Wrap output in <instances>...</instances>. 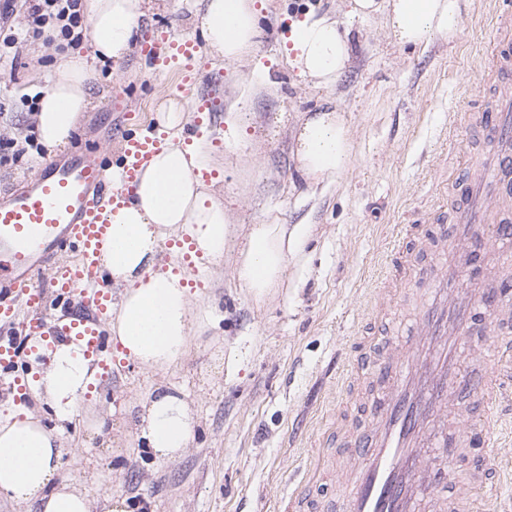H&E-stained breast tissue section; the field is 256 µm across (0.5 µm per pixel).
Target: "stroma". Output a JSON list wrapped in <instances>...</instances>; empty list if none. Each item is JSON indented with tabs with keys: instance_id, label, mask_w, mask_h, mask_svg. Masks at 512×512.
Here are the masks:
<instances>
[{
	"instance_id": "obj_1",
	"label": "stroma",
	"mask_w": 512,
	"mask_h": 512,
	"mask_svg": "<svg viewBox=\"0 0 512 512\" xmlns=\"http://www.w3.org/2000/svg\"><path fill=\"white\" fill-rule=\"evenodd\" d=\"M150 4L135 34L137 47L123 63L92 58L90 40L76 43L92 59V103L61 154L97 149L115 157L128 123L152 122L158 104L174 92L177 72L158 73L140 46L158 28L195 38L201 32L188 11H166L164 0ZM264 4L257 54L242 71L272 87L248 97V154L240 165L219 170L214 189L238 229L269 217L308 225L309 238L290 258L287 287L260 303L234 287L231 263L198 271L201 296L218 303L208 337L237 352L235 371L193 350L165 376L127 363L87 390L64 433L58 466L93 498L147 499L148 512H280L325 426L367 431L378 383L356 374L358 359L377 356L416 324L411 308L382 325L370 309L402 244L401 226L452 223L445 172L461 169V152L476 158L494 146L477 128L449 139L448 116L486 110L493 99L477 68L495 0H466L458 38H437L424 48L395 44L383 15L348 19L351 61L331 88L298 76L286 61L283 37L311 8L347 19L348 0ZM10 56L0 64V140L15 141L26 153L20 162L0 165V193L26 186L49 159L27 101L50 87L58 53L30 38L16 43ZM191 69L210 109L224 114L240 90L223 61L202 53ZM333 108L347 120L352 164L335 183L310 187L293 157L295 129L303 118ZM158 382L195 401L200 426L194 447L176 461L158 463L142 448L102 445L92 432L94 421L104 417L123 427L124 403ZM461 454L462 461L451 465L433 448L427 463L442 473L447 492L483 470L485 484L471 496L484 506L486 484L512 469V453L493 446L465 447Z\"/></svg>"
}]
</instances>
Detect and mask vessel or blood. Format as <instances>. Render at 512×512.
Masks as SVG:
<instances>
[{
  "mask_svg": "<svg viewBox=\"0 0 512 512\" xmlns=\"http://www.w3.org/2000/svg\"><path fill=\"white\" fill-rule=\"evenodd\" d=\"M168 44L166 56H154L157 69L173 70L192 61L198 45L190 36L158 31L156 41ZM156 41L142 45L153 54ZM512 11L496 16L493 37L481 69L480 81L494 86L493 113L466 114L471 128L489 122L497 150L483 162H465L462 177H449L457 187L453 200L456 222L406 224L402 236L407 255L400 257L388 285V301L379 303L377 318L397 315L400 291L417 294L416 338L392 345L387 353L368 361L367 369L384 382L375 397L372 423L375 435L346 436L358 460L336 485V496L311 500L306 489L289 494L291 512H412L421 491H437V477L427 466L423 448H446L445 431L430 429L431 417H447L466 400L480 399L476 423L500 433V412L512 404V344L495 334L493 325L512 311V291L475 289L464 293L462 280L447 269L428 267L411 252L425 241L455 253L462 242L473 241L477 228L492 224L493 241H512V226L493 224L494 204L512 205ZM214 113H191L184 143L198 144L203 125ZM166 143V136L150 126L127 131L118 143L117 166L96 150L73 153L39 165L32 181L20 191L0 195V378L8 380L14 400H22L28 386L18 373L24 349L11 333L23 323L29 335L43 339L41 353L65 342L77 346L82 359L111 371L117 356L106 345L102 325L109 320L116 295L100 265L101 250L111 233L108 208H120L130 198L141 172ZM51 269L50 288L38 276ZM469 354L479 369L458 376L456 361Z\"/></svg>",
  "mask_w": 512,
  "mask_h": 512,
  "instance_id": "b4317fda",
  "label": "vessel or blood"
}]
</instances>
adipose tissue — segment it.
Listing matches in <instances>:
<instances>
[{
    "instance_id": "adipose-tissue-1",
    "label": "adipose tissue",
    "mask_w": 512,
    "mask_h": 512,
    "mask_svg": "<svg viewBox=\"0 0 512 512\" xmlns=\"http://www.w3.org/2000/svg\"><path fill=\"white\" fill-rule=\"evenodd\" d=\"M257 0H176L199 26L204 49L226 66L243 63L254 52L262 14ZM463 0H350L349 17L385 12L390 36L401 45L427 46L433 38L455 39L461 30ZM146 15L144 0H84V16L98 57L115 62L132 51L134 34ZM288 62L316 87L329 88L351 60L349 33L338 20L308 10L292 28ZM92 70L85 56L73 52L55 66L54 80L40 100L37 129L50 150L67 145L91 104ZM188 103L163 99L155 118L167 135L165 147L142 172L127 205L110 214L112 234L101 253L102 268L119 301L106 330L119 358L143 370L167 373L178 367L189 347L206 330L210 310L199 307L187 286L194 268L219 264L237 252L238 288L260 300L288 281V257L308 236L304 224L280 221L253 225L242 247L223 204L194 174L201 158L185 147L182 131ZM294 156L310 183L331 182L351 163L352 141L337 110L316 112L300 127ZM188 238L197 252L194 267L179 252L162 257L160 241ZM93 370L73 345L49 353L35 382V407L0 418V498L33 506L36 512H138L139 502L122 495L92 499L60 473L57 459L66 422L72 421L82 396L95 382ZM51 407L56 425L44 424L39 410ZM134 415L141 447L160 462L175 460L190 448L199 419L193 400L165 384L126 407Z\"/></svg>"
}]
</instances>
